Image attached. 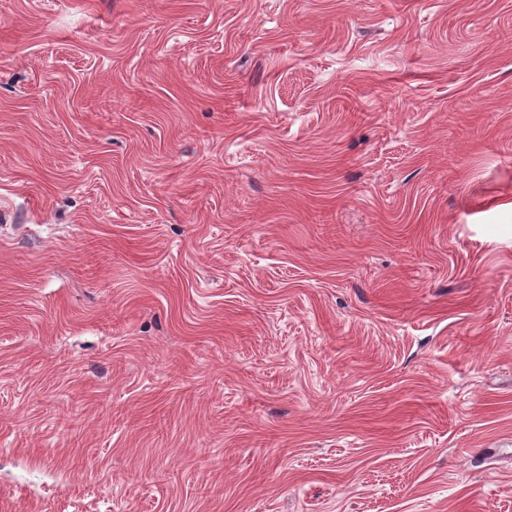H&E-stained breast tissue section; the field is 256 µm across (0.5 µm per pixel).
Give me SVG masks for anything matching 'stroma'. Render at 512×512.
<instances>
[{
    "label": "stroma",
    "instance_id": "1",
    "mask_svg": "<svg viewBox=\"0 0 512 512\" xmlns=\"http://www.w3.org/2000/svg\"><path fill=\"white\" fill-rule=\"evenodd\" d=\"M0 512H512V0H0Z\"/></svg>",
    "mask_w": 512,
    "mask_h": 512
}]
</instances>
